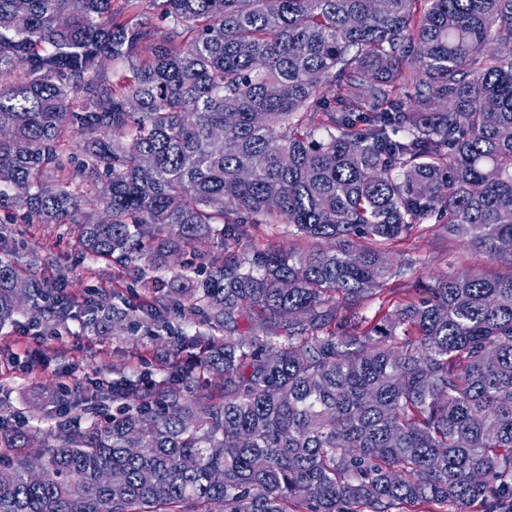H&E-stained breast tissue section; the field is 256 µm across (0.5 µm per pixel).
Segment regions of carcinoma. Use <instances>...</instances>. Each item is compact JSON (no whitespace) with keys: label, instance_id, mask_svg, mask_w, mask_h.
Segmentation results:
<instances>
[{"label":"carcinoma","instance_id":"1","mask_svg":"<svg viewBox=\"0 0 512 512\" xmlns=\"http://www.w3.org/2000/svg\"><path fill=\"white\" fill-rule=\"evenodd\" d=\"M2 210L142 276L224 253L172 289L211 333L165 383L56 435L0 424V512L512 499V0H0ZM432 221L508 269L400 288ZM267 224L306 246L240 249ZM45 298L0 259V326L58 325Z\"/></svg>","mask_w":512,"mask_h":512}]
</instances>
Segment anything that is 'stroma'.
Wrapping results in <instances>:
<instances>
[{"label":"stroma","mask_w":512,"mask_h":512,"mask_svg":"<svg viewBox=\"0 0 512 512\" xmlns=\"http://www.w3.org/2000/svg\"><path fill=\"white\" fill-rule=\"evenodd\" d=\"M6 234L31 260V275L66 297L70 314L52 333L26 311L0 328V418L20 414L29 427L56 431L69 418L68 398L86 387L84 374L95 372L108 382H161L166 378L161 359L172 354L176 338L206 329L201 315L169 305L172 273L142 278L119 263L89 257L67 224H11ZM398 251L413 259L414 282L460 272L474 262L471 254L454 251L434 223L422 225ZM100 303L123 310L161 307L165 321L145 317L134 327H119L94 316ZM38 341L44 344L47 361L30 374L26 350Z\"/></svg>","instance_id":"obj_1"}]
</instances>
